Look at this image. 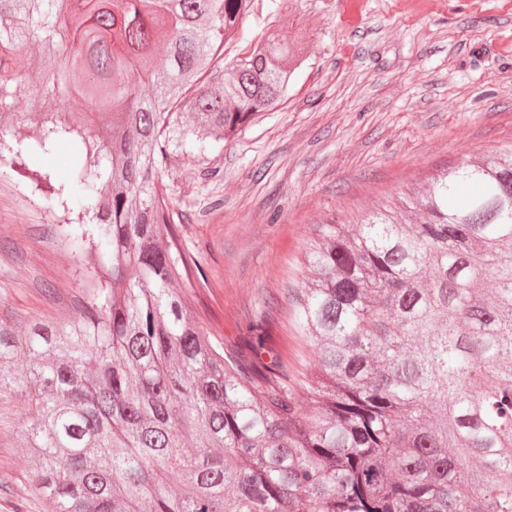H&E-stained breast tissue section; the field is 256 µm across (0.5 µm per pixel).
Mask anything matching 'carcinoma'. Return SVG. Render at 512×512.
<instances>
[{"instance_id":"carcinoma-1","label":"carcinoma","mask_w":512,"mask_h":512,"mask_svg":"<svg viewBox=\"0 0 512 512\" xmlns=\"http://www.w3.org/2000/svg\"><path fill=\"white\" fill-rule=\"evenodd\" d=\"M248 3L0 0V154L18 124L39 127L32 157L73 136L86 164L53 193L99 279L77 315L0 325V398L29 395L30 497L51 512H512V144L324 225L292 295L315 356L303 379L243 366L189 303L160 170L273 110L304 62L300 37L270 31L202 80ZM36 41L61 59L44 75ZM74 87L98 127L52 111Z\"/></svg>"}]
</instances>
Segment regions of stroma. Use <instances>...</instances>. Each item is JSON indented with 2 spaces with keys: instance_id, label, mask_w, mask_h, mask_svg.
Masks as SVG:
<instances>
[{
  "instance_id": "35a3bbf8",
  "label": "stroma",
  "mask_w": 512,
  "mask_h": 512,
  "mask_svg": "<svg viewBox=\"0 0 512 512\" xmlns=\"http://www.w3.org/2000/svg\"><path fill=\"white\" fill-rule=\"evenodd\" d=\"M241 28L217 67L267 28L306 32L304 63L275 110L224 144L170 155L162 185L198 264L189 295L200 318L241 360L295 377L312 351L291 295L321 225L512 143V0H251ZM71 219L0 160V321L55 320L88 298ZM21 409L0 399V512H29Z\"/></svg>"
}]
</instances>
